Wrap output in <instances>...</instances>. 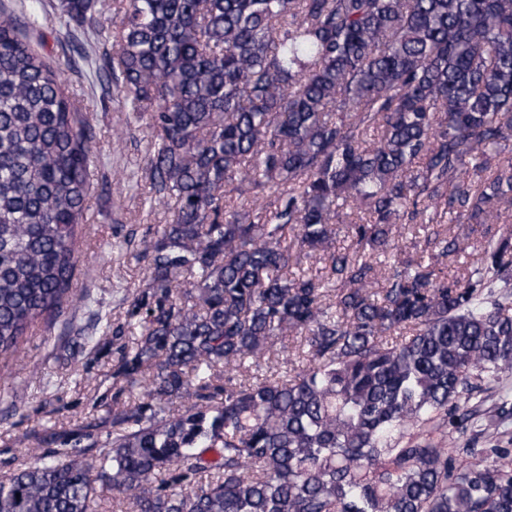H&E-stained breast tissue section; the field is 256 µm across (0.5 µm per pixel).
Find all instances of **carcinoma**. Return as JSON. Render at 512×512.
Wrapping results in <instances>:
<instances>
[{
  "mask_svg": "<svg viewBox=\"0 0 512 512\" xmlns=\"http://www.w3.org/2000/svg\"><path fill=\"white\" fill-rule=\"evenodd\" d=\"M59 0L108 31L100 79L146 120L150 264L118 347L112 437L0 481V512H512V448L461 460L415 430L512 379V0ZM0 7V360L70 303L96 131L33 46L42 0ZM355 250L336 248L348 217ZM483 224L470 271L443 261ZM426 228L402 257L394 232ZM320 252L327 276L294 272ZM383 282V288L374 290ZM499 282L502 290L488 291ZM309 364L253 383L275 345ZM512 408L490 424L509 437Z\"/></svg>",
  "mask_w": 512,
  "mask_h": 512,
  "instance_id": "carcinoma-1",
  "label": "carcinoma"
}]
</instances>
